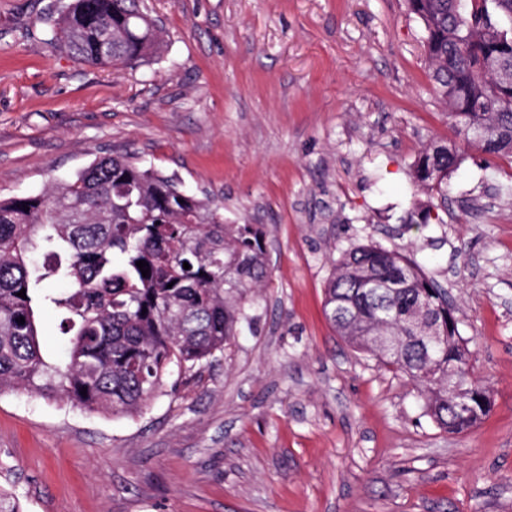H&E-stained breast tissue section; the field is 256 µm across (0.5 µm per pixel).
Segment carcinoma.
<instances>
[{
    "label": "carcinoma",
    "mask_w": 512,
    "mask_h": 512,
    "mask_svg": "<svg viewBox=\"0 0 512 512\" xmlns=\"http://www.w3.org/2000/svg\"><path fill=\"white\" fill-rule=\"evenodd\" d=\"M407 4L424 28L434 91L455 132L484 153L512 155V85L484 72L488 57L512 62V0ZM50 34L76 60L100 67L139 65L164 43L145 0H70ZM477 102L485 110L469 111ZM458 162L455 148L434 145L414 161L413 181L444 207ZM268 279L258 228L224 223L222 205L126 156H99L41 194L0 198V394L21 389L91 413L138 414L166 377L224 354ZM41 306L60 313L67 337L56 363L40 352ZM324 313L351 347L415 382L439 428L464 432L490 413V395L467 379L448 292L404 256L372 243L344 251ZM450 380L470 391L465 414L448 398Z\"/></svg>",
    "instance_id": "cac0c4a2"
}]
</instances>
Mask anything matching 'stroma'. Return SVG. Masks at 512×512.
<instances>
[{
    "instance_id": "35a3bbf8",
    "label": "stroma",
    "mask_w": 512,
    "mask_h": 512,
    "mask_svg": "<svg viewBox=\"0 0 512 512\" xmlns=\"http://www.w3.org/2000/svg\"><path fill=\"white\" fill-rule=\"evenodd\" d=\"M60 3L0 0V197L126 155L257 225L271 283L140 414L1 393L22 512H512V158L456 136L406 0H147L163 52L119 69L51 41ZM435 141L460 162L427 219L411 166ZM367 243L447 290L493 402L472 429L326 319L333 258Z\"/></svg>"
}]
</instances>
